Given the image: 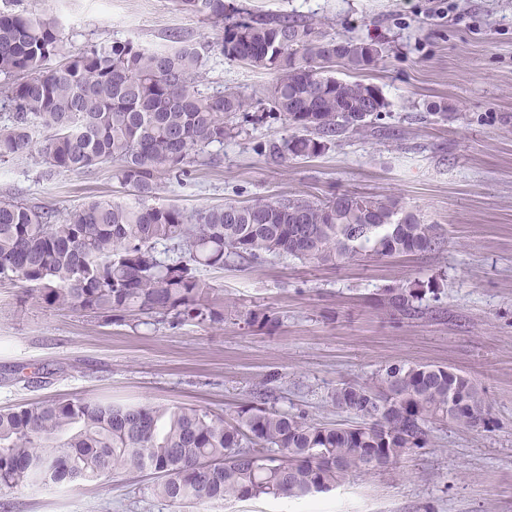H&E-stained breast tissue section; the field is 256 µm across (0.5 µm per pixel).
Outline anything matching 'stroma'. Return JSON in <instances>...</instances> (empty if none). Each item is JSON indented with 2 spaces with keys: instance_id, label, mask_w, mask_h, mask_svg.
<instances>
[{
  "instance_id": "obj_1",
  "label": "stroma",
  "mask_w": 512,
  "mask_h": 512,
  "mask_svg": "<svg viewBox=\"0 0 512 512\" xmlns=\"http://www.w3.org/2000/svg\"><path fill=\"white\" fill-rule=\"evenodd\" d=\"M265 13L320 19L330 36L379 38L385 52L358 79L389 106L380 135L347 137L321 156L276 164L257 143L292 130L278 118L244 125L223 147L193 154L189 175L163 179L156 205L185 212L258 197L320 198L345 190L391 197L442 225L443 251L322 265L279 256L258 265L202 268L213 302L262 310L271 326L228 319L210 326L123 323L48 309L0 284V408L50 398L192 404L233 414L258 390L276 409L315 422H348L331 403L336 384L371 383L408 362L466 373L491 405L495 428L435 429L431 447L379 471L301 498L185 504L152 495L154 475L120 470L107 481L0 491V512H512V0H450L444 19L427 0H234ZM55 20L76 51L134 40L153 50L178 31L200 48L205 94L262 98L274 76L225 59L217 31L174 0H22ZM447 106L439 120L437 106ZM37 152L0 161V196L66 212L96 198L133 202L112 162L42 178ZM437 280L431 315L398 319L385 289Z\"/></svg>"
}]
</instances>
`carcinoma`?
Instances as JSON below:
<instances>
[{"instance_id":"1","label":"carcinoma","mask_w":512,"mask_h":512,"mask_svg":"<svg viewBox=\"0 0 512 512\" xmlns=\"http://www.w3.org/2000/svg\"><path fill=\"white\" fill-rule=\"evenodd\" d=\"M180 10L218 26L229 60L270 71L265 101L296 134L258 151L273 161L312 158L336 141L375 134L388 103L379 88L337 78L341 63L364 70L383 54L378 41L327 36L298 14L256 13L229 0H175ZM150 50L130 40L65 52L54 21L0 7V159L38 146L42 177L118 164L132 195H155L162 178L188 174L190 155L224 145L233 122L258 124L233 93L195 89L202 65L180 34ZM58 60L56 65L51 61ZM163 249H158V246ZM438 224L395 199L333 193L313 201L257 198L187 214L175 206L91 201L61 217L15 198L0 199V282L11 281L48 307H71L106 321L157 316L173 324L224 323V307L202 267L260 264L288 255L327 264L441 250ZM434 281L390 288L381 305L402 319L429 313ZM249 326L275 318L238 315ZM232 420L199 406L117 405L74 398L0 409V490L101 479L135 468L156 475L154 495L169 505L293 498L397 466L428 447L446 419L493 431L490 405L466 374L431 364L391 363L371 385L343 383L330 399L359 419L317 423L269 405Z\"/></svg>"}]
</instances>
